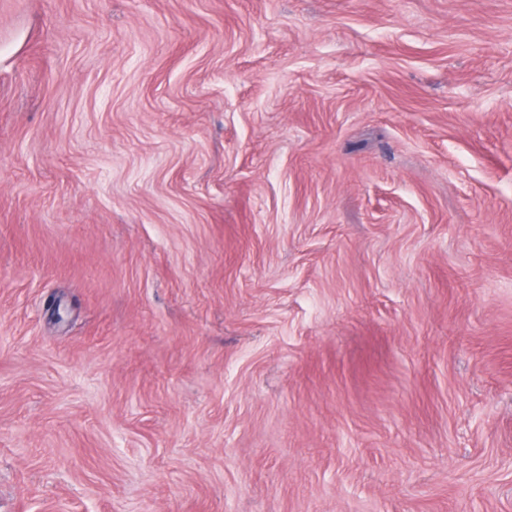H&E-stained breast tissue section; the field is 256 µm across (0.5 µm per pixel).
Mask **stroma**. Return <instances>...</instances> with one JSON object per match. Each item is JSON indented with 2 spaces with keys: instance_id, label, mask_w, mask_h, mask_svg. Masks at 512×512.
Listing matches in <instances>:
<instances>
[{
  "instance_id": "stroma-1",
  "label": "stroma",
  "mask_w": 512,
  "mask_h": 512,
  "mask_svg": "<svg viewBox=\"0 0 512 512\" xmlns=\"http://www.w3.org/2000/svg\"><path fill=\"white\" fill-rule=\"evenodd\" d=\"M0 512H512V0H0Z\"/></svg>"
}]
</instances>
